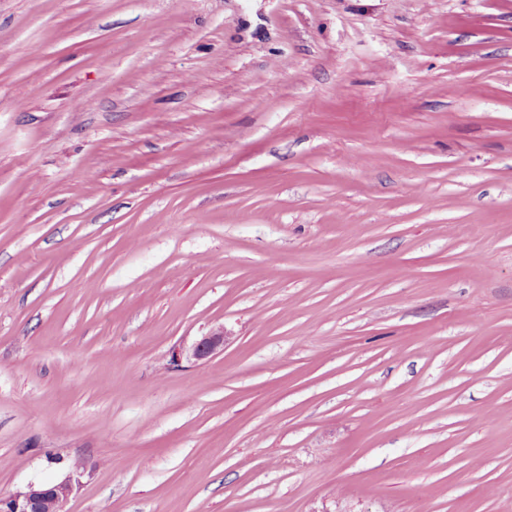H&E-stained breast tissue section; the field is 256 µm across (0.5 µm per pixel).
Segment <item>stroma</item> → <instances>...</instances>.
Wrapping results in <instances>:
<instances>
[{
	"mask_svg": "<svg viewBox=\"0 0 512 512\" xmlns=\"http://www.w3.org/2000/svg\"><path fill=\"white\" fill-rule=\"evenodd\" d=\"M77 464L512 512V0H0V496ZM224 329L217 327L211 330L207 335L202 336L192 347L186 352V357L195 360H205L224 350Z\"/></svg>",
	"mask_w": 512,
	"mask_h": 512,
	"instance_id": "obj_1",
	"label": "stroma"
}]
</instances>
